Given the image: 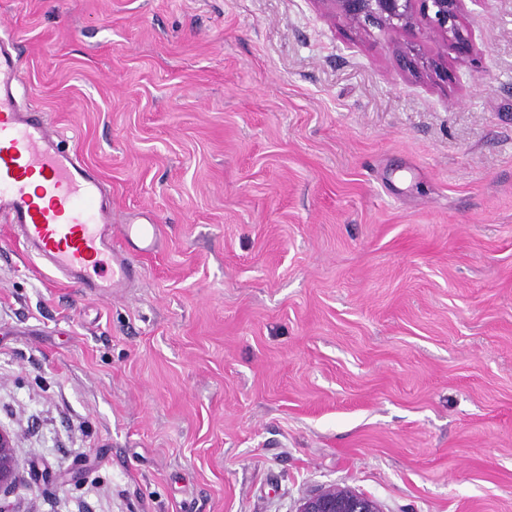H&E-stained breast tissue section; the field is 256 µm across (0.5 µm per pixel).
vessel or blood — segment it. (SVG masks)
Masks as SVG:
<instances>
[{"mask_svg": "<svg viewBox=\"0 0 512 512\" xmlns=\"http://www.w3.org/2000/svg\"><path fill=\"white\" fill-rule=\"evenodd\" d=\"M18 54L0 45V222L49 271L94 293L130 287L135 257L153 252L157 227L140 224L139 244L116 242L112 203L78 152L62 147L45 113L22 111Z\"/></svg>", "mask_w": 512, "mask_h": 512, "instance_id": "b4317fda", "label": "vessel or blood"}]
</instances>
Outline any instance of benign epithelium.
I'll return each instance as SVG.
<instances>
[{
    "label": "benign epithelium",
    "mask_w": 512,
    "mask_h": 512,
    "mask_svg": "<svg viewBox=\"0 0 512 512\" xmlns=\"http://www.w3.org/2000/svg\"><path fill=\"white\" fill-rule=\"evenodd\" d=\"M327 13L339 15L364 31L384 34L421 29V37L441 48L452 45L460 55L473 45L461 17L465 0H317ZM21 479L14 435L0 427V494L11 491ZM295 512H382L379 502L350 487L329 485L303 497Z\"/></svg>",
    "instance_id": "1"
}]
</instances>
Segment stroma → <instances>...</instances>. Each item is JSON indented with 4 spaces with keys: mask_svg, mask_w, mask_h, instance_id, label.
<instances>
[{
    "mask_svg": "<svg viewBox=\"0 0 512 512\" xmlns=\"http://www.w3.org/2000/svg\"><path fill=\"white\" fill-rule=\"evenodd\" d=\"M465 7L467 58L316 0H0L21 108L160 231L97 296L0 223L1 505L512 512V0ZM21 479L14 435L0 427V495L15 488ZM294 512H383L379 502L355 489L329 485L303 497Z\"/></svg>",
    "mask_w": 512,
    "mask_h": 512,
    "instance_id": "1",
    "label": "stroma"
}]
</instances>
